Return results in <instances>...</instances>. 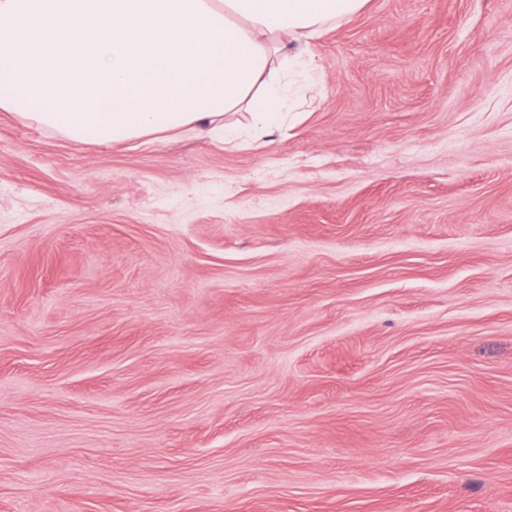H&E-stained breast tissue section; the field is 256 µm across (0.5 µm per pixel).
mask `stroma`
<instances>
[{
	"label": "stroma",
	"mask_w": 512,
	"mask_h": 512,
	"mask_svg": "<svg viewBox=\"0 0 512 512\" xmlns=\"http://www.w3.org/2000/svg\"><path fill=\"white\" fill-rule=\"evenodd\" d=\"M274 134L0 112V512H512V0H369Z\"/></svg>",
	"instance_id": "obj_1"
}]
</instances>
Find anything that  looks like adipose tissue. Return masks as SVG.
Wrapping results in <instances>:
<instances>
[{"mask_svg": "<svg viewBox=\"0 0 512 512\" xmlns=\"http://www.w3.org/2000/svg\"><path fill=\"white\" fill-rule=\"evenodd\" d=\"M369 0H0V112L83 145L266 138L311 41Z\"/></svg>", "mask_w": 512, "mask_h": 512, "instance_id": "1", "label": "adipose tissue"}]
</instances>
